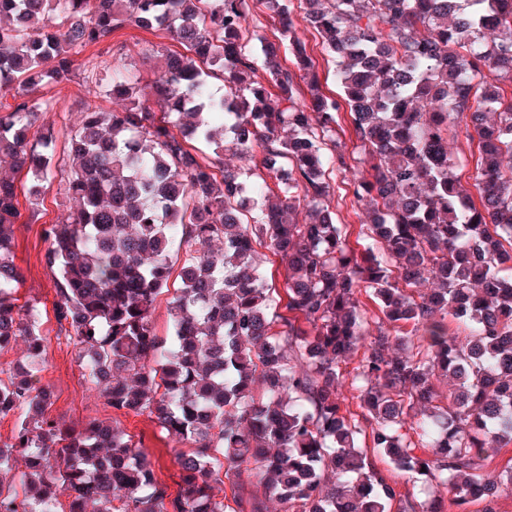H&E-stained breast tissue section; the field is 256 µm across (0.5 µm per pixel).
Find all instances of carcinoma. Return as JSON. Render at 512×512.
<instances>
[{
	"label": "carcinoma",
	"mask_w": 512,
	"mask_h": 512,
	"mask_svg": "<svg viewBox=\"0 0 512 512\" xmlns=\"http://www.w3.org/2000/svg\"><path fill=\"white\" fill-rule=\"evenodd\" d=\"M299 8L336 62L337 96L288 0H0V96L13 100L0 104V167L26 174L34 216L57 176L73 202L44 230L57 335L80 346L106 407L191 444L173 498L117 421L50 416L41 312L15 296L17 186L1 174L0 353L22 338L27 361L0 369V416L18 415L0 445V512H493L497 487L512 489V466L494 465L512 445V97L500 86L512 83V0ZM127 24L182 50L161 47L151 87L113 66L116 108L83 106L62 169L50 103L33 94L66 86L70 55ZM343 114L351 152L336 140ZM451 126L477 141V199L448 153ZM228 142L259 164L224 166ZM353 154L372 170L347 182L373 204L361 250L326 178L352 171ZM262 248L285 264L282 295ZM169 289L165 340L152 313ZM361 347L354 417L341 365ZM379 458L430 482L428 499L397 492ZM226 487L231 506L216 494Z\"/></svg>",
	"instance_id": "obj_1"
}]
</instances>
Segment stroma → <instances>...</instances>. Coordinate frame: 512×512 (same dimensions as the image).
<instances>
[{"instance_id":"35a3bbf8","label":"stroma","mask_w":512,"mask_h":512,"mask_svg":"<svg viewBox=\"0 0 512 512\" xmlns=\"http://www.w3.org/2000/svg\"><path fill=\"white\" fill-rule=\"evenodd\" d=\"M164 40L161 31L127 25L113 32L101 44L72 54V80L66 87L38 90V97L53 101L46 118L56 131V160L67 161L69 135L79 121L84 104L90 103L103 110L112 109L111 99L102 94L100 81L114 62H122L137 72L143 83H152L163 65V58L156 53L155 47ZM69 207V199L55 182L44 190L38 221H31L27 200H20V229L15 234L14 263L20 273L17 298L20 303L38 305L42 311L40 332L47 344L42 380L54 392L50 413L65 424L79 426L93 417H108L109 411L101 400L93 397L90 385L83 377L79 348L73 341L58 335L54 318L55 289L44 261L47 248L44 230L66 214ZM117 418L127 433L139 442L141 452L152 463L157 476L168 485L170 493L178 494L180 479L176 454L181 448L180 443L161 432L147 415L121 412Z\"/></svg>"}]
</instances>
